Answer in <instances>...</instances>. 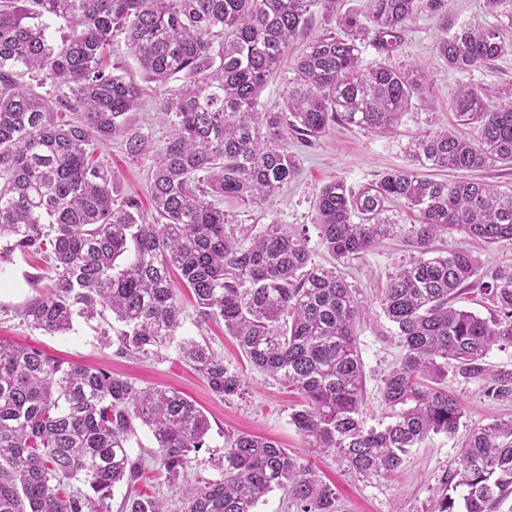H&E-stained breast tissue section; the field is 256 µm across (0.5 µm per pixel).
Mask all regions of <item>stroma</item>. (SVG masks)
Here are the masks:
<instances>
[{
  "instance_id": "1",
  "label": "stroma",
  "mask_w": 512,
  "mask_h": 512,
  "mask_svg": "<svg viewBox=\"0 0 512 512\" xmlns=\"http://www.w3.org/2000/svg\"><path fill=\"white\" fill-rule=\"evenodd\" d=\"M464 23L490 27L498 25L499 18L489 0H448L445 12L421 13L402 33L393 52V61L419 68L425 76L427 91L423 98L414 101L396 135L385 137L334 124L308 146L294 134H285L282 145L296 157L297 176L268 201L257 204L225 201L224 211L232 222L259 228L275 222L305 229L316 262L329 264L330 258L319 244L315 224L316 200L326 184L341 179L359 189L375 183L387 171L411 168L407 153L409 142L413 136L436 124L456 128L465 137L473 136V126L459 124L451 110V101L460 86L480 85L495 96L512 88V54L478 69L448 70L436 53L437 39L443 27L454 29ZM128 120L149 137L144 155L130 158L118 138L99 145L97 153L115 173L120 196L138 198L142 208L147 210L151 207L149 174L154 152L170 134L167 118L157 110L153 88H146L138 109L129 113ZM418 174L437 181L473 180L502 191L512 190V165L485 170L422 168ZM464 244L478 260L474 283L485 281L487 274L499 267L512 265V240L492 245L477 240L468 242L463 233L452 230L439 242L440 247L451 250ZM410 254L409 246L402 240H385L342 269L359 304L367 310L366 317L356 326V334L364 369L362 418L368 428L386 420L381 387L384 377L401 356V349L392 335L393 326L384 316L377 297L389 275L395 273ZM42 265L41 257L36 254H17L10 263L0 264V341L35 348L70 363L94 364L129 378L139 387L172 389L194 402L207 416L211 429L207 449L196 454L187 469V482L219 479L220 473L210 463V455L223 453L227 436L248 432L276 441L299 462L315 470L322 481L335 490L339 512H430L445 470L458 461V439L445 435L430 437L412 449L403 466L391 475L355 473L336 455L306 448L289 422L292 409L302 402L301 395L251 366L240 352L236 339L223 327L199 322L190 289H181L179 293L182 314L178 334L196 338L223 356L225 366L238 372L245 381L239 395L227 399L215 396L206 380L173 347L157 356H113L101 346V322L97 319L76 321L72 331L64 335L31 329L19 311L36 294L27 277L38 272ZM446 384L465 408L464 426L471 428L496 418L512 417L511 404H495L485 398L482 381L466 382L451 376ZM154 446L151 432L144 427L137 428L130 447L133 455L143 457L146 466L147 480L141 489L163 499L169 512H179V495L169 486L164 470L150 457Z\"/></svg>"
}]
</instances>
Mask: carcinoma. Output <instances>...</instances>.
<instances>
[{
    "instance_id": "obj_1",
    "label": "carcinoma",
    "mask_w": 512,
    "mask_h": 512,
    "mask_svg": "<svg viewBox=\"0 0 512 512\" xmlns=\"http://www.w3.org/2000/svg\"><path fill=\"white\" fill-rule=\"evenodd\" d=\"M338 0H0V262L41 254L46 290L21 311L26 323L65 334L75 319L100 318L104 347L116 357L176 346L219 397L238 394L242 378L193 338L177 339L181 308L171 270L190 288L201 320L224 322L248 361L303 403L290 423L307 447L333 452L363 475L398 471L432 435L457 436L464 408L448 391L454 375L484 380L494 403L512 401V369L490 370L489 352L512 346V267L481 284L488 316L457 306L471 293L477 260L461 247L436 254L435 241L462 230L484 243L512 239V192L471 180L436 182L409 170L386 172L370 189L341 180L317 199V228L334 260L315 263L306 230L280 224L235 227L226 199L273 197L298 172L280 140L289 129L311 144L332 124L392 134L426 93L416 68L392 63L408 22L445 0H367L340 13ZM502 20L491 28H443L438 56L450 71L480 68L512 50V0H490ZM328 29L305 41L312 9ZM64 22L55 41L47 21ZM117 33L155 85L171 134L155 150L152 211L115 199L112 171L95 145L124 138L131 157L146 141L127 122L143 87L104 59ZM370 40L385 58L365 65ZM299 49L283 105L258 111L259 94ZM33 73L50 85L61 113L19 82ZM464 139L431 129L409 145L421 167L473 170L512 165V92L492 98L476 85L452 99ZM419 213L399 224L391 204ZM407 238L412 255L381 289L379 304L403 354L384 379L388 422L361 418L363 366L355 328L364 315L340 266L388 236ZM148 428L156 461L181 494L182 512H256L281 490L298 512H338L336 493L276 442L251 433L227 437L215 459L221 478L185 483L191 454L207 447L209 422L177 392L140 388L92 365H64L44 352L0 342V512H104L112 489L128 486L121 512H166L136 484L145 466L130 450L134 423ZM82 482L92 494L73 490ZM512 495V421L469 429L458 467L442 476L432 512H502Z\"/></svg>"
}]
</instances>
